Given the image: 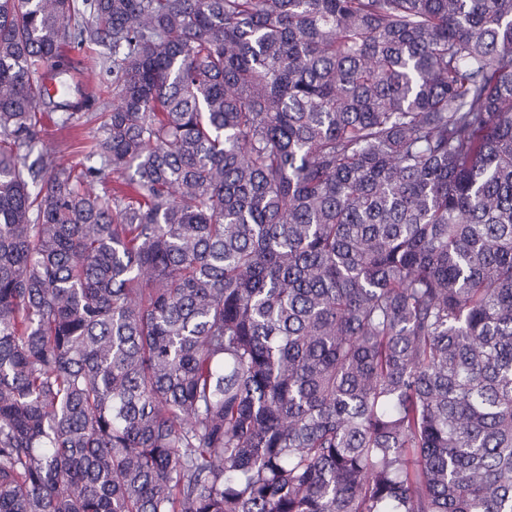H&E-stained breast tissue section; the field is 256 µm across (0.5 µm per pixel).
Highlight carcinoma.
Instances as JSON below:
<instances>
[{
    "label": "carcinoma",
    "mask_w": 512,
    "mask_h": 512,
    "mask_svg": "<svg viewBox=\"0 0 512 512\" xmlns=\"http://www.w3.org/2000/svg\"><path fill=\"white\" fill-rule=\"evenodd\" d=\"M0 512H512V0H0ZM90 46L91 52L79 45L69 53L71 76L79 86V91L72 86L70 101L79 105L83 103L76 112H85L82 120L86 122L74 133L60 131L51 122L44 134V139L52 149L57 162L64 165L73 164L82 158L80 154L73 153L72 144L75 137L79 136L85 139L84 142L89 143L99 123L95 117L96 113L103 112V107L97 103L91 107H85L84 103H89L94 97L96 98L101 88L112 84V72H110L112 69H109L112 65V49L101 44ZM84 77L88 78V84L83 82Z\"/></svg>",
    "instance_id": "1"
}]
</instances>
